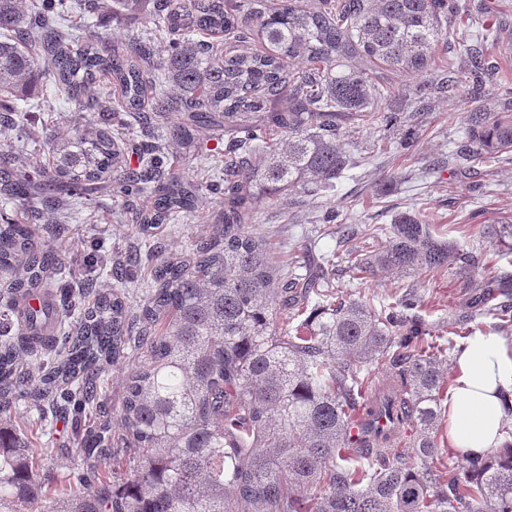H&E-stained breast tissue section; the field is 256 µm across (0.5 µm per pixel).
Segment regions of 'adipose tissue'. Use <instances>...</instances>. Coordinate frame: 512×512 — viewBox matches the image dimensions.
<instances>
[{"instance_id":"1","label":"adipose tissue","mask_w":512,"mask_h":512,"mask_svg":"<svg viewBox=\"0 0 512 512\" xmlns=\"http://www.w3.org/2000/svg\"><path fill=\"white\" fill-rule=\"evenodd\" d=\"M450 451L479 456L512 443V338L477 331L460 344L444 402Z\"/></svg>"}]
</instances>
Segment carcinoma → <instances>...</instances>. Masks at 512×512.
Masks as SVG:
<instances>
[{"mask_svg":"<svg viewBox=\"0 0 512 512\" xmlns=\"http://www.w3.org/2000/svg\"><path fill=\"white\" fill-rule=\"evenodd\" d=\"M0 0V124L24 132L28 113L17 101L47 84L74 108L96 114L83 132L57 131L43 140L52 167L12 158L0 144V506L25 512H512V447L482 459L463 457L461 475L432 467L435 430L444 414L446 348L426 339L410 317L416 295L376 309L335 299L328 259L310 274L275 269L265 241L253 233L257 198L294 199L332 190L355 167L339 141L347 125L373 132L403 127L396 148L414 146V101L387 104L381 74H418L448 44L451 19L468 0H154L151 35L133 37L125 51L99 47L89 32L79 45L60 22L92 0ZM269 51L224 54V40L252 38ZM460 44L462 70L432 84V97L463 91L480 96L494 73L482 45ZM112 79L120 98L97 85ZM288 107L279 108L282 99ZM135 116L152 139L142 163L131 166L109 131L112 107ZM177 113L178 124L169 120ZM468 135L448 159L457 163L512 151V119L482 107L466 115ZM195 126L220 136L224 178L203 184L190 169L167 166L165 143ZM204 190L219 195L213 233L191 244L192 258L151 257L149 290L132 334L123 287L128 257L111 263L106 285L80 274L58 251L36 241L29 225L60 224L83 197L115 192L149 198L132 213L135 231L177 224L195 214ZM442 224L408 212L395 217L387 244L374 235L338 255L358 278L378 272H435L478 258L446 238ZM56 303L28 306L60 277ZM318 297L312 311L305 302ZM475 314L512 328V298L490 296ZM62 351L37 383L19 369L22 356ZM125 396L117 416L132 447L116 448L112 419L74 430L86 470L68 483L38 489L41 456L17 430L11 409L25 397L56 414L102 410L101 377L128 359ZM388 362L409 394L398 423L416 427L413 454L388 448L377 431L350 439L355 414L378 404L366 396L370 366ZM93 478L96 490L82 486Z\"/></svg>","mask_w":512,"mask_h":512,"instance_id":"obj_1","label":"carcinoma"}]
</instances>
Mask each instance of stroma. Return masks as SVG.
<instances>
[{"instance_id": "obj_1", "label": "stroma", "mask_w": 512, "mask_h": 512, "mask_svg": "<svg viewBox=\"0 0 512 512\" xmlns=\"http://www.w3.org/2000/svg\"><path fill=\"white\" fill-rule=\"evenodd\" d=\"M97 14L73 12L66 24L74 39H83L88 29L98 31L105 42L123 41L145 32L147 18L113 9L112 0H100ZM492 8L481 14L482 25L490 28L497 43L488 51L487 60L496 66L495 83L486 86L487 103L498 112L512 110V0H491ZM473 100L461 93L431 101L418 112L414 124L418 129L416 149L412 156L396 153L366 158L369 134L358 125L347 131L346 149L360 164L347 172L330 193L303 198L290 206L279 201L260 199L255 203L253 229L269 239L273 265H281L289 253H296V273H304L306 264L321 262L324 255L340 250V235L335 225L311 226L312 217L331 206H339L348 223L379 227V241H386V231L398 213L419 210L441 224H457L461 230L454 236L460 249L490 261L491 271L460 273L450 265L440 275L425 272L411 274L379 273L364 280L351 279L337 272L335 284L339 296H362L376 307L394 305L401 294L416 291L422 304L416 315L427 325L435 344H461L472 322L467 318L471 303L491 292V272L512 274V250L496 235L499 223L512 222V152L480 163L456 168L448 163L452 150L466 138V114ZM26 106L33 114L35 129L51 133L86 128L90 115L77 112L53 91L38 89ZM177 154L197 162L199 177L222 175L224 142L199 128L183 133ZM124 209L121 198L102 195L93 198L76 222L56 229L52 224L33 225L34 236L46 244L59 246L66 261H83L93 250L102 254L141 257L154 253L190 258V244L195 237L207 234L215 221L219 204L210 194H202L194 217L177 224H165L152 232L139 234L120 221ZM456 336H449V329ZM18 415L33 422L29 438L41 448L43 461L39 477L44 484L65 479L81 472L83 460L71 431L70 418H61L52 426L41 422L39 410L27 402L16 406Z\"/></svg>"}]
</instances>
